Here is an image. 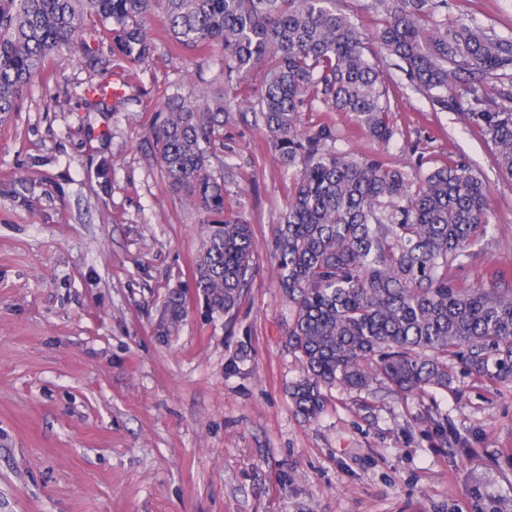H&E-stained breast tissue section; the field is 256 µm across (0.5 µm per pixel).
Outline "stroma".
Masks as SVG:
<instances>
[{
	"label": "stroma",
	"mask_w": 512,
	"mask_h": 512,
	"mask_svg": "<svg viewBox=\"0 0 512 512\" xmlns=\"http://www.w3.org/2000/svg\"><path fill=\"white\" fill-rule=\"evenodd\" d=\"M366 2L339 5L368 37L394 137L376 140L320 94L303 127H329L326 150L413 179L472 166L491 189L489 231L448 275L512 288V177L463 112L409 84ZM460 18L512 38V0H448L449 21ZM146 32L148 62L87 41L49 61L0 119V512H512V383L335 387L318 419L297 414L288 386L301 363L273 249L297 172L253 110L264 72L225 84L221 49L173 46L162 9ZM91 83L108 95L89 99ZM219 85L240 106L211 170L255 241L228 315L210 313L194 285L204 214L167 183L152 138L172 96ZM174 298L184 318L164 334Z\"/></svg>",
	"instance_id": "obj_1"
}]
</instances>
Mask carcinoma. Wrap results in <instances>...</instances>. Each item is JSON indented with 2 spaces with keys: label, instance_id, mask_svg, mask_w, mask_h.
I'll list each match as a JSON object with an SVG mask.
<instances>
[{
  "label": "carcinoma",
  "instance_id": "obj_1",
  "mask_svg": "<svg viewBox=\"0 0 512 512\" xmlns=\"http://www.w3.org/2000/svg\"><path fill=\"white\" fill-rule=\"evenodd\" d=\"M185 49L224 51V77L265 68L258 92L265 129L283 164L299 174L274 237L278 288L293 309L286 335L304 375L289 388L296 410L317 417L322 388L357 391L381 378L404 393L446 390L454 368L490 383L512 382V289L448 279V269L487 231L488 183L462 163L419 182L375 159L325 152V128H299L311 93L350 115L377 140L394 132L366 36L337 0H0V115L13 112L49 60L92 37L133 63L152 52L146 23L155 5ZM385 16L383 50L402 63L433 104L462 109L448 96L472 76L464 115L490 136L499 170L512 177V110L487 86L512 68V38L472 20L437 16L448 0H369ZM224 95L213 105L175 101L153 132L167 180L207 213L195 282L210 312L231 313L248 276L251 225L224 210L208 169Z\"/></svg>",
  "mask_w": 512,
  "mask_h": 512
}]
</instances>
